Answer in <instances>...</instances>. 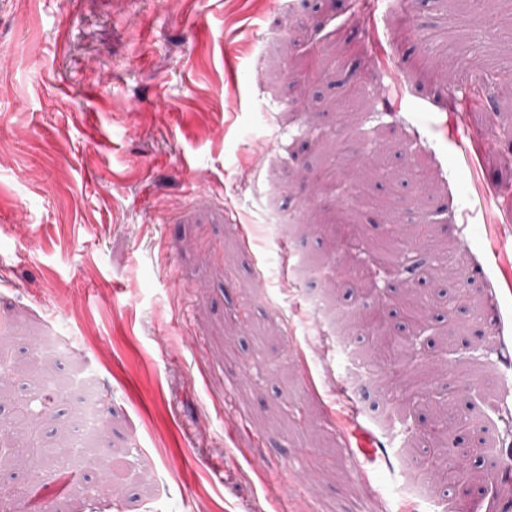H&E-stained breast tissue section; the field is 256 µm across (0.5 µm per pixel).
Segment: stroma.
<instances>
[{"label":"stroma","mask_w":512,"mask_h":512,"mask_svg":"<svg viewBox=\"0 0 512 512\" xmlns=\"http://www.w3.org/2000/svg\"><path fill=\"white\" fill-rule=\"evenodd\" d=\"M293 13L294 0H0V336L27 368L13 387L77 375L109 411L75 448L71 485L43 477L50 512H426L403 488L433 422L404 383L415 369L446 386L439 358L485 378L453 409L495 421L454 440L512 442V408L488 409L512 375V206L495 200L512 192V93L497 116L465 112L442 77L448 44L474 76L502 57L512 0H320L291 33ZM419 152L427 190L411 179ZM270 192L288 213L277 236ZM437 244L467 266L429 269L418 326L399 269ZM450 288L489 328L449 310ZM312 292L366 361L400 335L413 368L351 383ZM47 338L67 356L42 358ZM112 453L129 485L98 471ZM470 465L476 480L439 489L437 512H512V476Z\"/></svg>","instance_id":"obj_1"}]
</instances>
